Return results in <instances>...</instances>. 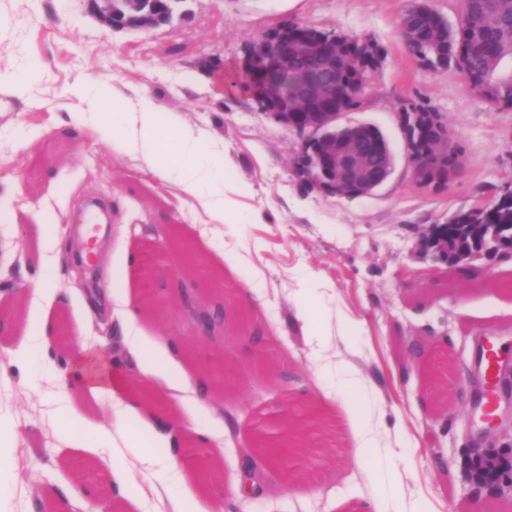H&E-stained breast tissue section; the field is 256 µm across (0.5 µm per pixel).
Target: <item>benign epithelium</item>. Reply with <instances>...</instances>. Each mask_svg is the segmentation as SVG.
I'll return each mask as SVG.
<instances>
[{
  "mask_svg": "<svg viewBox=\"0 0 512 512\" xmlns=\"http://www.w3.org/2000/svg\"><path fill=\"white\" fill-rule=\"evenodd\" d=\"M86 6L102 24L116 28L112 23V0H84ZM184 0H124V29L152 30L171 23ZM248 85L251 97L260 110L288 131L300 138L301 152H307L313 163L319 166L320 176L311 173V167L299 163L297 176L311 181L315 189L334 196H344L346 190L357 196L374 193L386 183L394 170L395 157L384 134L372 125L344 120L345 113L336 107V100L323 99L327 88L336 84V69L341 58L336 56V37L318 38L311 32H301L290 22L269 28L252 43L247 53ZM398 125L413 170H418L422 159L412 147L414 138L411 127L417 119L413 114L398 113ZM449 139L433 138L430 166L439 172L448 165ZM175 245L186 253L192 270L180 277L183 288L175 296L162 297L151 302L138 297L140 305L150 311L160 312L171 303L178 306L184 327L193 336L214 339L224 335V283L216 278L190 243L162 239L151 248L156 259H162L165 251ZM448 246V225L433 224L424 240V251L431 261H437ZM484 340H478L472 368L465 380L456 386V393L473 395L474 405H479L482 393L488 386H478L482 380L480 366ZM407 357L418 360L424 353L426 342L419 336L404 343ZM204 373L222 386L231 375L224 356L213 354L202 361ZM512 405V362L501 366L493 403ZM482 437L486 447L469 449L471 459L488 460L493 457L490 446L502 419L491 415L483 419ZM264 458L263 450H246L240 455V469L250 479H258V461Z\"/></svg>",
  "mask_w": 512,
  "mask_h": 512,
  "instance_id": "benign-epithelium-1",
  "label": "benign epithelium"
}]
</instances>
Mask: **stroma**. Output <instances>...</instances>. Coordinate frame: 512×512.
Returning <instances> with one entry per match:
<instances>
[{"mask_svg": "<svg viewBox=\"0 0 512 512\" xmlns=\"http://www.w3.org/2000/svg\"><path fill=\"white\" fill-rule=\"evenodd\" d=\"M411 0H187L185 14L150 32L113 30L84 0H0V319L32 322L64 335L82 358L33 343L25 359L6 352L0 331V424L8 426L0 467V512H75L92 477L109 479L125 421L110 389L143 379L169 400L170 385L195 376L184 357L166 358L169 340L207 356L223 354L235 381L207 402L176 404L184 449L203 447L211 472L232 477L238 451L253 447L259 406L280 405L304 443L300 471L280 472L241 512H375L384 486L360 458L346 413L357 402L379 450L400 456L409 512H512V480L496 496L476 492L467 469L468 405L444 400L471 366L473 342L488 336L512 347V263L485 257L483 275L461 279L421 254L430 225L512 189V110L482 103L457 71L421 68L399 36ZM296 20L378 42L386 51L362 90L357 121L378 127L395 155L390 179L369 196L343 198L305 188L292 160L298 137L259 111L239 78L246 46L270 27ZM103 84L95 119L76 123L86 102L72 88ZM149 98L159 118L156 154L168 151L171 125L212 155L224 192L236 201L223 218L160 179L153 162L102 137L112 98ZM423 97L443 114L460 168L434 191L414 178L397 123L402 101ZM109 211L105 243L85 271L71 262L76 216L86 200ZM57 227V240L43 227ZM163 224L175 225L234 294L224 339L190 337L176 309L138 317L89 318L86 286L106 309L113 290L137 293L140 258ZM51 286L39 289L36 275ZM265 302L262 323L273 344L265 364L244 346L239 317L247 300ZM145 352L119 363L126 335ZM429 339L425 357L407 361L403 339ZM294 375L280 383L279 367ZM126 402L146 422L155 453L121 465L138 504L108 493L109 512H205L192 465L151 426L144 398Z\"/></svg>", "mask_w": 512, "mask_h": 512, "instance_id": "stroma-1", "label": "stroma"}]
</instances>
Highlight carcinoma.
Wrapping results in <instances>:
<instances>
[{
  "label": "carcinoma",
  "mask_w": 512,
  "mask_h": 512,
  "mask_svg": "<svg viewBox=\"0 0 512 512\" xmlns=\"http://www.w3.org/2000/svg\"><path fill=\"white\" fill-rule=\"evenodd\" d=\"M455 24L431 5L419 0L407 8L398 21L401 40L420 67L433 74L457 70L473 93L497 109H512V74L502 69V62L512 58V0H459ZM341 55L349 57L347 68L336 75V102L352 111L362 105L348 89L361 84L368 73L377 70L384 57L382 47L373 40L360 39L332 29ZM400 111L418 114L423 125L433 122L439 110L426 98L405 101ZM459 169L458 154L448 151L449 174H429L424 184L436 190L448 185ZM455 225L444 261L454 264L455 256L488 243L489 225L498 227L501 247L512 248V190L502 193L489 205H476L448 217Z\"/></svg>",
  "instance_id": "1"
}]
</instances>
